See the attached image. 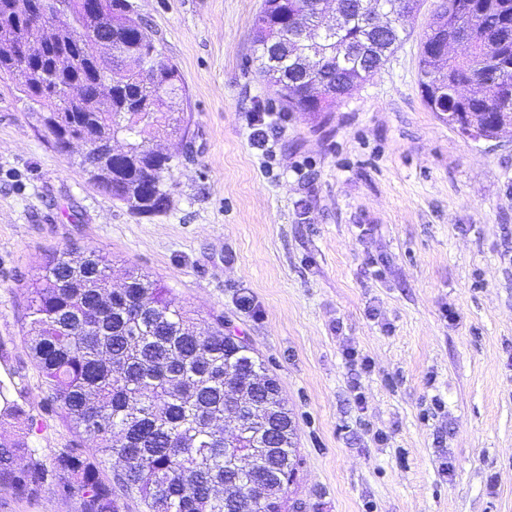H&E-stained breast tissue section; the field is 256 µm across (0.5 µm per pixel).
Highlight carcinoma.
<instances>
[{"instance_id":"1","label":"carcinoma","mask_w":512,"mask_h":512,"mask_svg":"<svg viewBox=\"0 0 512 512\" xmlns=\"http://www.w3.org/2000/svg\"><path fill=\"white\" fill-rule=\"evenodd\" d=\"M264 0L255 21L260 73L290 112H328L376 73L407 34L409 15L395 8L382 28L371 17L399 0H335L340 22L324 21L325 0ZM439 10L421 41L419 82L430 111L455 128L458 114L494 137L512 122V0H453ZM69 22L51 32L38 24L54 0H0V45L24 36L26 65L0 54V75L39 103L37 121L59 151L120 141L124 150L94 156L91 178L132 212L167 209L174 156L157 151L161 138H188L180 102L181 72L126 0H66ZM324 40L307 43L310 24ZM467 31L454 55L441 42ZM87 43H100L97 56ZM112 267L94 252L67 248L48 255L28 286L33 334L29 349L47 390L46 404L69 422L75 440L51 465L21 441H0V485L27 498L45 486L80 512H122L135 496L146 512H227L224 484L261 486L271 512H282L298 461L294 425L279 381L238 336L224 334V317L207 327L149 276L136 270L111 287ZM233 367L236 381L224 379ZM237 414L279 431L276 448L254 470L237 458L265 443L264 435L224 439L219 422ZM29 420L0 389V420ZM90 437L95 446L84 448ZM119 465L108 477L105 470Z\"/></svg>"}]
</instances>
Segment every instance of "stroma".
I'll return each instance as SVG.
<instances>
[{
	"label": "stroma",
	"mask_w": 512,
	"mask_h": 512,
	"mask_svg": "<svg viewBox=\"0 0 512 512\" xmlns=\"http://www.w3.org/2000/svg\"><path fill=\"white\" fill-rule=\"evenodd\" d=\"M129 2L186 89L187 142L158 143L179 157L165 212L104 195L0 76V383L38 423L0 436L47 463L73 439L44 408L27 285L75 247L245 338L292 413L302 512H512V132L476 141L429 111L420 43L439 0L314 118L259 74L263 0ZM259 110L279 115L266 151L249 141ZM0 512L78 508L0 488Z\"/></svg>",
	"instance_id": "obj_1"
}]
</instances>
